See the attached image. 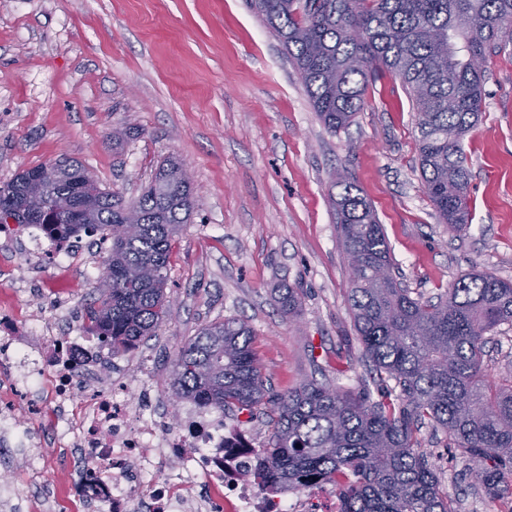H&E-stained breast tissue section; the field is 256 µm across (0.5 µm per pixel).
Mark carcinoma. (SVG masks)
I'll return each instance as SVG.
<instances>
[{
    "mask_svg": "<svg viewBox=\"0 0 512 512\" xmlns=\"http://www.w3.org/2000/svg\"><path fill=\"white\" fill-rule=\"evenodd\" d=\"M285 47L324 126L346 128L364 105L368 78L400 79L417 115L418 164L440 219L454 231L471 221L470 169L463 138L481 120L486 51L512 42V0H248ZM55 174L38 206L30 181ZM333 200L340 245L353 278L349 307L374 378L388 386L375 400L358 390L309 380L282 394L266 387L243 320L203 327L178 350L171 389L206 406L264 418L272 427L254 464L261 487L332 485L340 512H458L423 453L429 424L472 463L474 481L493 495L512 492V369L484 368L487 336L512 323V282L472 269L435 302L414 297L392 273L383 226L360 189L342 174ZM195 207L183 165L167 159L132 202L105 191L77 161L23 171L0 187V211L64 243L133 221L134 235L112 237L100 296L87 332L127 352L169 313L172 244ZM293 317L299 289L278 288Z\"/></svg>",
    "mask_w": 512,
    "mask_h": 512,
    "instance_id": "obj_1",
    "label": "carcinoma"
}]
</instances>
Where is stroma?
I'll return each mask as SVG.
<instances>
[{"mask_svg": "<svg viewBox=\"0 0 512 512\" xmlns=\"http://www.w3.org/2000/svg\"><path fill=\"white\" fill-rule=\"evenodd\" d=\"M480 123L463 140L472 176V222L442 224L418 167L415 112L398 79L372 77L346 129L328 131L300 75L246 0H0V186L66 157L102 189L139 197L176 158L191 173L196 206L176 237L168 270L170 315L133 349L165 409L178 349L204 325L246 320L273 391L307 378L381 391L357 339L331 186L347 173L384 226L396 270L413 296L438 300L471 269L512 281V57L487 63ZM73 255L74 328L98 296L99 276ZM31 271L0 264V313L32 317ZM300 290L297 316L275 299ZM422 450L460 512H512V497L475 486L470 463L442 432ZM44 463L13 449L0 487L25 490L19 512H84L64 491L69 449L45 442Z\"/></svg>", "mask_w": 512, "mask_h": 512, "instance_id": "1", "label": "stroma"}]
</instances>
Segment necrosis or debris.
Returning <instances> with one entry per match:
<instances>
[{
  "instance_id": "obj_1",
  "label": "necrosis or debris",
  "mask_w": 512,
  "mask_h": 512,
  "mask_svg": "<svg viewBox=\"0 0 512 512\" xmlns=\"http://www.w3.org/2000/svg\"><path fill=\"white\" fill-rule=\"evenodd\" d=\"M82 250L95 259V249L57 245L37 228L13 245L36 267ZM64 315L60 307L44 309L42 341L1 351L0 364H16L29 391L49 399L56 439L78 458L70 497L93 512H321L307 492L287 497L249 480L257 450L221 416L198 404L176 416L160 411L146 372L115 370L111 350L93 352L82 337L55 335Z\"/></svg>"
}]
</instances>
